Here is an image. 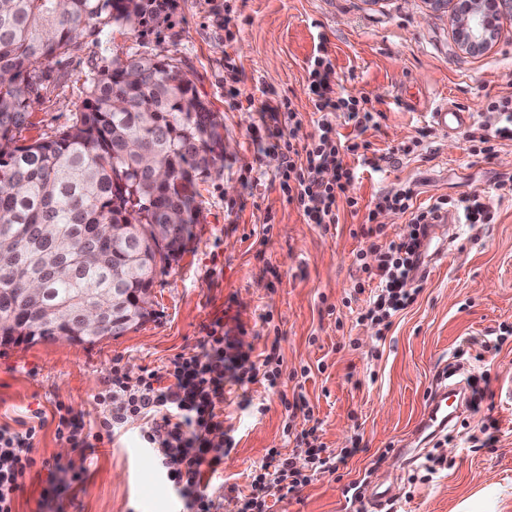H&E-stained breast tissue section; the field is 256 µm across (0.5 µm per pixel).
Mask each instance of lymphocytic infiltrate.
I'll use <instances>...</instances> for the list:
<instances>
[{
    "mask_svg": "<svg viewBox=\"0 0 512 512\" xmlns=\"http://www.w3.org/2000/svg\"><path fill=\"white\" fill-rule=\"evenodd\" d=\"M307 72L309 98L317 115L314 133L302 143L291 136L299 119L290 98L260 101L262 137L268 142L264 155L274 163L287 202L296 206L307 223L335 224L340 206L354 210L359 205L357 198L346 193L357 175L346 158L359 156L362 144L338 134L333 119L343 114L364 130L377 125L381 113L371 107L366 96L337 92L335 65L325 50L313 53ZM483 110L488 120L478 141L483 154L490 157L496 140L512 139V95L487 100ZM414 195L413 188L406 185L379 197L368 211V227L363 231L370 240L367 251L375 260L365 272L375 289L359 319L376 327L381 336L422 290L423 240L435 212L453 208L462 211L472 224H488L494 218L490 206L476 193L453 202L441 198L426 207L414 206ZM389 213L408 215L413 226L409 236L386 239L381 217ZM201 346L203 355L178 354L162 366L138 374L113 365L105 389L95 397L101 408L96 430L87 429L71 407L59 404L55 407L57 436L73 447L92 451L121 435L129 421L139 420L140 447L153 454L187 512H220V499L208 477L216 473L226 450L234 446L229 436L220 445L210 439L213 431L224 426L225 389L256 382L276 388L280 359L271 352L262 362L252 361L237 337L225 330L220 317L207 326ZM44 422V411L36 409L21 428L0 425V512H14L16 495L35 466L52 472L60 468L59 463L39 462L33 456ZM315 434L312 428L299 434L300 441L309 446V473L299 471L292 456L270 451L269 469L254 476L249 494L242 498L241 512H271L270 500L285 499L315 475L335 473L354 456L351 448L337 455L324 453L313 443Z\"/></svg>",
    "mask_w": 512,
    "mask_h": 512,
    "instance_id": "1",
    "label": "lymphocytic infiltrate"
}]
</instances>
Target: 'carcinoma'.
Wrapping results in <instances>:
<instances>
[{"instance_id":"carcinoma-1","label":"carcinoma","mask_w":512,"mask_h":512,"mask_svg":"<svg viewBox=\"0 0 512 512\" xmlns=\"http://www.w3.org/2000/svg\"><path fill=\"white\" fill-rule=\"evenodd\" d=\"M169 10V0H0V346L76 342L82 328L62 309L75 298H107L100 338L152 316L141 292L186 244L180 228L159 241L146 225L198 223L197 181L223 160V125L181 66L130 52L89 76L69 126L30 144L17 134L41 65L82 37L151 32ZM33 282L42 309L24 317Z\"/></svg>"}]
</instances>
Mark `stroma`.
<instances>
[{
	"mask_svg": "<svg viewBox=\"0 0 512 512\" xmlns=\"http://www.w3.org/2000/svg\"><path fill=\"white\" fill-rule=\"evenodd\" d=\"M450 9L428 0H173L170 18L145 35L114 33L110 41L80 39L69 55L43 65L40 95L23 143L55 134L72 122L85 99L88 75L131 51L176 60L224 126L228 150L218 172L198 182L201 220L185 251L152 288V317L138 330L92 345L65 340L32 346H0V424H15L29 411L53 412L56 403L98 421L94 404L113 361L131 373L154 368L173 356L200 353L206 325L217 317L227 328L242 325L238 338L254 353L276 349L282 376L278 388L255 383L232 388L223 404L224 424L236 445L224 456L216 481L222 512H238L271 449L293 455L306 468L294 434L315 428L328 451L360 443V453L332 475L272 506L273 512H358L351 482L384 479L394 495L382 512H512V404L500 398L512 381V337L496 344L492 329L512 324V196L499 197L495 182L512 173V140L496 154L475 152L465 133L451 136L424 119L445 100L485 123L486 100L512 95V13L498 21L494 40L482 51L460 49ZM326 49L336 66V89L368 96L382 117L356 133L337 116L336 129L369 142L378 167L358 163L348 193L358 212L341 209L330 225L307 223L283 195L273 167L257 186L244 183L259 165L253 131L259 114L248 97H288L301 120L298 140L315 131L307 94V64ZM238 69L239 95L224 83V61ZM410 154H400L403 146ZM414 203L479 193L492 205L489 224H457L431 233L425 281L416 302L395 317L379 338L358 314L370 298L357 255L366 208L375 196L403 185ZM379 358L368 359L371 350ZM464 359H455L457 350ZM460 379L488 374L491 383L479 409L456 418L441 447L426 445L445 467L423 481L420 461L399 454L412 438L430 389L450 364ZM264 412H241L242 395ZM304 395L306 409L287 415L281 395ZM498 441L485 447L486 433ZM36 459L83 463L79 481L60 473L67 489L43 502L48 472L30 474L15 512H179L169 483L154 458L139 449L134 434L82 455L56 436L55 421L38 435Z\"/></svg>",
	"mask_w": 512,
	"mask_h": 512,
	"instance_id": "stroma-1",
	"label": "stroma"
}]
</instances>
